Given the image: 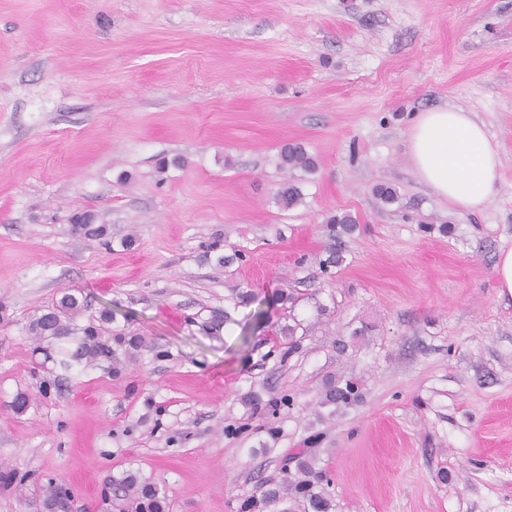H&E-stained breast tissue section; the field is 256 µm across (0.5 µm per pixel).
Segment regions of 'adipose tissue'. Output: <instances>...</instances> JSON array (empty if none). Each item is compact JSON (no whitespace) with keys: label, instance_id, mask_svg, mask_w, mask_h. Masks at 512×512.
<instances>
[{"label":"adipose tissue","instance_id":"ef3b65f1","mask_svg":"<svg viewBox=\"0 0 512 512\" xmlns=\"http://www.w3.org/2000/svg\"><path fill=\"white\" fill-rule=\"evenodd\" d=\"M408 147L417 178L434 194L470 211L494 196L503 161L484 125L470 113L454 108L420 113Z\"/></svg>","mask_w":512,"mask_h":512}]
</instances>
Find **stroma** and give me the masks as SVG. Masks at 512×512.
Here are the masks:
<instances>
[{
    "label": "stroma",
    "instance_id": "35a3bbf8",
    "mask_svg": "<svg viewBox=\"0 0 512 512\" xmlns=\"http://www.w3.org/2000/svg\"><path fill=\"white\" fill-rule=\"evenodd\" d=\"M444 107L500 147L477 212L413 171V118ZM287 142L318 171L279 169ZM289 178L303 201L283 210ZM83 212L105 236L72 233ZM344 212L359 227L331 239ZM507 248L512 0H0V469L26 479L0 512H33L46 477L102 512L103 482L127 471L168 512H238L301 452L332 512H512ZM69 288L145 345L121 376L78 369L44 397L58 370L34 371L28 325ZM232 288L296 303L272 301L255 329ZM226 312L220 335L202 331ZM337 378L358 380L361 405L320 406ZM251 391L292 402L272 416L243 405ZM494 272L499 288V298L508 296L512 299V249L503 250L499 253L494 265Z\"/></svg>",
    "mask_w": 512,
    "mask_h": 512
}]
</instances>
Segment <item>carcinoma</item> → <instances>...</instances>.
Listing matches in <instances>:
<instances>
[{
	"mask_svg": "<svg viewBox=\"0 0 512 512\" xmlns=\"http://www.w3.org/2000/svg\"><path fill=\"white\" fill-rule=\"evenodd\" d=\"M280 166L286 169H301L308 173L316 171L318 163L306 149L293 143L283 145L279 152ZM299 187L285 183L276 194L277 204L288 210L302 203ZM95 217L88 213L76 214L72 218V231L85 235L101 236L104 226L94 224ZM85 300L71 292L61 297L49 308L38 311L29 323V332L44 345L37 347L46 361H56L60 369L68 371L74 364L94 366L107 361L113 369L120 365L112 344H126L131 349L140 346L136 338L126 339L107 325L112 323V313H101L99 323H77L85 311ZM361 400L358 385L351 379L338 381L328 386L323 403L338 409H347ZM299 475L280 483L264 482L259 493L243 501L240 512H329L330 493L324 479L314 470L311 462L303 460L298 465ZM69 493L67 483L50 477L35 492V501L41 512H60ZM113 494L119 501L120 512H165L164 497L156 484L141 479L134 473L126 474L113 484Z\"/></svg>",
	"mask_w": 512,
	"mask_h": 512,
	"instance_id": "cac0c4a2",
	"label": "carcinoma"
}]
</instances>
